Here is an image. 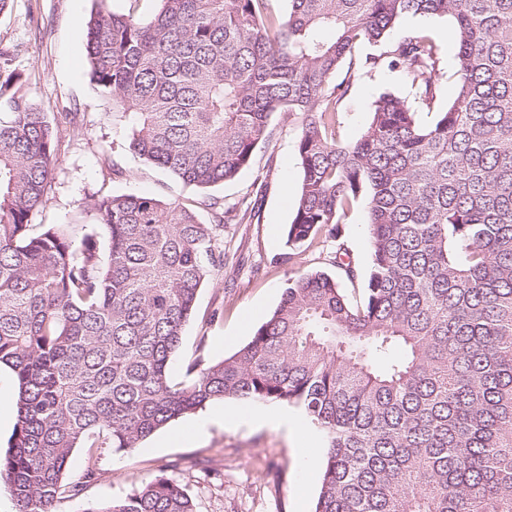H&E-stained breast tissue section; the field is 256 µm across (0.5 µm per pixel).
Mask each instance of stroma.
Wrapping results in <instances>:
<instances>
[{"label":"stroma","instance_id":"35a3bbf8","mask_svg":"<svg viewBox=\"0 0 512 512\" xmlns=\"http://www.w3.org/2000/svg\"><path fill=\"white\" fill-rule=\"evenodd\" d=\"M101 6L145 20L160 3L10 0L0 13V51L8 53L10 66L21 73L23 94L59 125L52 189L36 223L71 224L79 236L96 233L104 248L107 235L96 222L93 198L144 193L188 203L202 199L204 193L136 155L129 147L126 122L113 115L111 102L95 92L85 44L90 17ZM418 29L428 30L441 48V97L450 99L455 93V48L448 39L449 24L440 18L409 17L393 36L399 39ZM387 91L407 94L401 72L360 74L345 102L340 143L362 135L375 101ZM303 124L299 114L275 115L270 138L257 149L253 164L234 182L213 189V196L230 209L219 241L224 265L199 292L196 315L185 327L172 361L174 380L182 379L196 357L215 362L246 345L279 304L288 278L319 270L355 292L365 288L370 247L363 205L348 212L340 241L318 239L294 250L286 246L292 198L299 186L295 143ZM245 197L257 201L258 217L249 219L236 210ZM341 244L348 247L359 272L355 280H348L333 262ZM196 418L181 416L128 451L104 449L99 480L82 498H60L54 512H82L88 504L124 498L147 473L161 470L187 490L196 512H313L324 446L314 428L294 438L274 425L256 430L219 422L195 439L191 433Z\"/></svg>","mask_w":512,"mask_h":512}]
</instances>
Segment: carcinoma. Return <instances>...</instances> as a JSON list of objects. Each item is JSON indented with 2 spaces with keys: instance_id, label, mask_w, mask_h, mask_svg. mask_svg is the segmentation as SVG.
Instances as JSON below:
<instances>
[{
  "instance_id": "1",
  "label": "carcinoma",
  "mask_w": 512,
  "mask_h": 512,
  "mask_svg": "<svg viewBox=\"0 0 512 512\" xmlns=\"http://www.w3.org/2000/svg\"><path fill=\"white\" fill-rule=\"evenodd\" d=\"M160 2L146 21L102 6L88 25L90 81L130 148L208 190L251 166L274 114L304 115L286 245L339 238L364 204L366 288L356 301L323 271L290 279L244 347L174 381L198 293L224 265V202L198 201L208 224L198 204L102 196L105 259L94 235L34 223L59 129L0 61V366L17 384L0 480L17 512L82 497L101 449L226 398L296 406L323 434L314 512H512V0H288L284 15L271 0ZM409 16L451 22L444 105L435 39H390ZM383 69L413 99L382 93L360 138L338 143L354 81ZM83 512L196 510L161 472Z\"/></svg>"
}]
</instances>
